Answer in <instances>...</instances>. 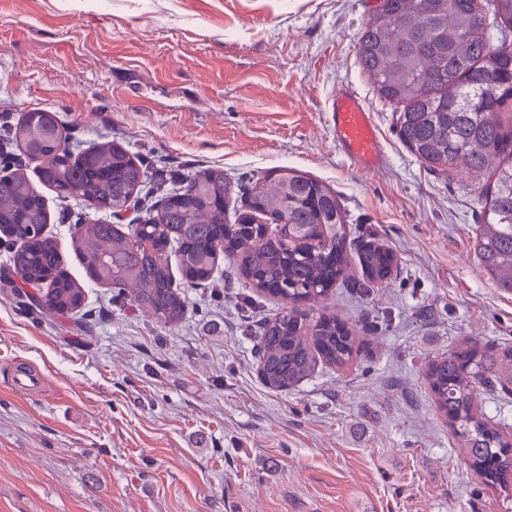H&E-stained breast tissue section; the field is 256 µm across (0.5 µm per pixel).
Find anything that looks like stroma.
Masks as SVG:
<instances>
[{
  "instance_id": "1",
  "label": "stroma",
  "mask_w": 512,
  "mask_h": 512,
  "mask_svg": "<svg viewBox=\"0 0 512 512\" xmlns=\"http://www.w3.org/2000/svg\"><path fill=\"white\" fill-rule=\"evenodd\" d=\"M379 0H0V128L56 112L71 145L127 148L150 194L217 168L246 182L288 166L332 188L352 245L396 257L388 282L351 263L316 313L360 344L284 392L259 373L277 300L233 263L188 289L175 326L88 281L77 214L41 187L80 312L29 314L0 287V512H512L459 452L425 378L475 340L512 346V292L475 254L487 178L430 170L357 59ZM350 87L387 156L364 172L327 122ZM41 378L14 386L17 374Z\"/></svg>"
}]
</instances>
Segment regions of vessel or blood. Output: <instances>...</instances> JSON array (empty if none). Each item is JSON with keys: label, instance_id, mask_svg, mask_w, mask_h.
I'll list each match as a JSON object with an SVG mask.
<instances>
[{"label": "vessel or blood", "instance_id": "1", "mask_svg": "<svg viewBox=\"0 0 512 512\" xmlns=\"http://www.w3.org/2000/svg\"><path fill=\"white\" fill-rule=\"evenodd\" d=\"M328 121L339 152L354 167L369 170L383 164L374 119L355 91L347 88L332 98Z\"/></svg>", "mask_w": 512, "mask_h": 512}]
</instances>
